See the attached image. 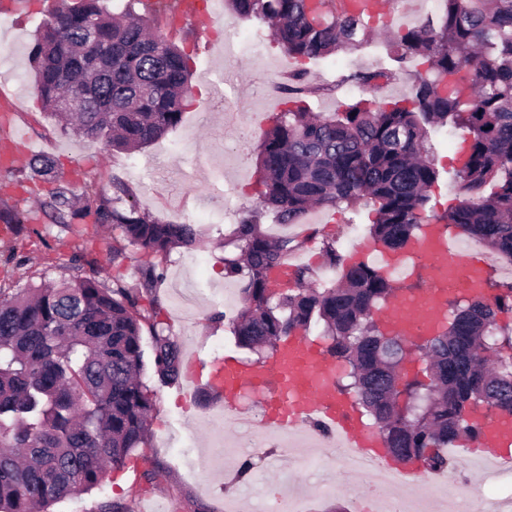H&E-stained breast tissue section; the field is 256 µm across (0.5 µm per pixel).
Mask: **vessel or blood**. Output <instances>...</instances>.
Returning <instances> with one entry per match:
<instances>
[{"label": "vessel or blood", "instance_id": "vessel-or-blood-1", "mask_svg": "<svg viewBox=\"0 0 512 512\" xmlns=\"http://www.w3.org/2000/svg\"><path fill=\"white\" fill-rule=\"evenodd\" d=\"M336 6L375 18L392 16L388 0H336ZM449 240L441 228H431L420 244V254L431 263L432 270L448 269L463 288L476 290L483 284L492 268L483 260L453 263L448 259ZM441 313V298L437 291L426 292L422 301L397 298L394 311L385 319L394 330L408 336L419 334ZM335 367L329 358L303 338L288 341L271 364H253L235 358H225L209 370L207 382L224 389L225 414L241 413L239 400L250 387L261 390V403L269 417L267 430L276 434L298 432L300 428L320 427L326 430L324 447L342 445L383 470L399 469L409 483L429 485L433 477L419 475L407 466H395L378 450L375 434L356 416L349 401L337 396L333 386ZM512 438V423L496 424L485 429L476 447L480 459L491 463L502 460L499 450L502 441Z\"/></svg>", "mask_w": 512, "mask_h": 512}]
</instances>
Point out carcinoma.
<instances>
[{"label":"carcinoma","mask_w":512,"mask_h":512,"mask_svg":"<svg viewBox=\"0 0 512 512\" xmlns=\"http://www.w3.org/2000/svg\"><path fill=\"white\" fill-rule=\"evenodd\" d=\"M108 0H63L35 37L34 88L62 129L117 151L148 145L178 126L191 94L189 56L151 21L110 13ZM244 19L271 29L288 55L320 59L371 42L369 19L336 11L332 0H227ZM443 12L385 43L405 67L427 63L403 102L373 108L360 100L342 112L315 114L298 104L264 132L259 174L261 205L279 224H303L314 207H374L373 242L396 262L424 227L445 224L512 261V0H443ZM397 69H353L342 83L370 89ZM66 97L84 104L57 110ZM461 126L453 167L456 205L424 219L429 191L440 179L431 132ZM108 197L88 186L80 208L60 187L43 204L52 223L94 216L120 229L149 256L193 246L195 225L160 222L127 193ZM18 229L26 214L0 208ZM306 244L272 239L256 217L224 235L225 275L244 276L242 306L232 319L238 346H278L312 323L324 325V354L349 366L339 390L374 420L386 450L429 471L448 469L441 449L478 439L494 420L512 419V328L497 312L512 309V285L446 300L447 312L415 340L380 327L376 312L396 291L392 272L364 262L343 265L335 240L322 239L324 262L343 266L341 283L311 288V272L296 270L298 288H276L273 272ZM162 278L146 261L135 285L95 276L0 290V512H52L56 504L97 488L124 468L148 439L156 393L141 381L144 333H149L159 386L180 377L177 342L158 320L153 288ZM426 378L396 389L413 356Z\"/></svg>","instance_id":"obj_1"}]
</instances>
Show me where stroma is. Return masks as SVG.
<instances>
[{
	"label": "stroma",
	"instance_id": "35a3bbf8",
	"mask_svg": "<svg viewBox=\"0 0 512 512\" xmlns=\"http://www.w3.org/2000/svg\"><path fill=\"white\" fill-rule=\"evenodd\" d=\"M14 0L8 22L0 25V91L11 94L14 112L0 122V133L18 132L26 142L12 167H0V205L25 211L29 218L19 233L0 231V288H15L62 278L99 275L105 283L135 282L146 255L127 247L126 259L112 261L113 231L100 224L74 221L68 227L53 224L42 203L59 187L80 191L94 185L113 194L114 183L130 190L129 200L153 218L162 221L192 220L201 229L195 247L173 249L164 259L163 277L153 294L160 319L179 343L182 354L194 355L201 365L232 356L254 361L255 354L237 346L230 322H215V315L238 311L240 280L224 274V236L232 225L257 215L271 237L305 235L309 241L292 256L290 266L312 271L311 287L338 284V269L323 262L318 238L335 237L346 262L377 261L367 231L373 213L371 202L355 207L313 208L311 223L277 224L262 210L258 145L276 114L287 108L285 88L289 77L302 73L313 88L305 104L312 112H340L361 99L380 104L403 99L416 73L425 71L422 61L407 65L391 82L365 91L339 82L350 69L387 66L385 33L358 49L338 51L329 57L295 62L272 36L268 25L244 20L224 8L223 20L239 33L232 43L212 33L210 41L199 40L198 22L186 20L177 42L191 57L192 95L182 123L146 147L113 152L103 143H92L62 129L34 90L31 49L39 27L50 18L57 0ZM453 138L432 137L433 154L444 173L430 193V211L443 213L455 201L450 175L455 151L467 132L454 128ZM51 159L52 175H34L32 158ZM87 253L90 262L80 271L68 266L76 250ZM220 401L206 394L205 384L187 386L178 382L157 390L156 410L150 419L146 444L136 449L128 468L109 473L91 493L58 504V512H91L94 504L110 499L129 505L132 512H227L228 505L241 512H259L279 493L307 486L305 512H351L353 500H361L366 512H381V504L368 478L344 474L334 458L316 457L310 469H302L292 448L268 444L267 452L282 461L271 471L255 461L246 476H239L240 461L219 467H202L210 452L211 438L223 429L212 422L221 411ZM164 471L155 485L142 474L151 465Z\"/></svg>",
	"mask_w": 512,
	"mask_h": 512
}]
</instances>
